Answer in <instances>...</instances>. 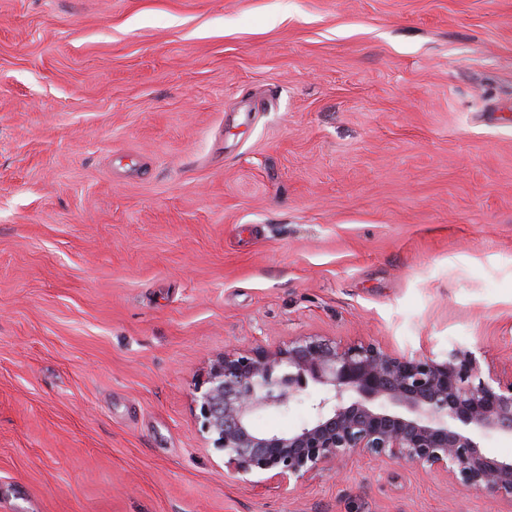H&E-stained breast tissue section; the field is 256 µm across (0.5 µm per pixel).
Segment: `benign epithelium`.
<instances>
[{
  "label": "benign epithelium",
  "mask_w": 512,
  "mask_h": 512,
  "mask_svg": "<svg viewBox=\"0 0 512 512\" xmlns=\"http://www.w3.org/2000/svg\"><path fill=\"white\" fill-rule=\"evenodd\" d=\"M311 382L326 396L309 422L288 433L252 428L254 414L287 409ZM198 393L200 431L224 452V467L240 483L298 487L367 454L422 465L461 489L512 502V461L479 442L489 431L512 435V375L490 369L482 377L468 350L439 360L301 337L224 351Z\"/></svg>",
  "instance_id": "obj_1"
}]
</instances>
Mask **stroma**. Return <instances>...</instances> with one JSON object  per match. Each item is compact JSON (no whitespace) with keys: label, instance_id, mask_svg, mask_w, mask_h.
Returning <instances> with one entry per match:
<instances>
[{"label":"stroma","instance_id":"1","mask_svg":"<svg viewBox=\"0 0 512 512\" xmlns=\"http://www.w3.org/2000/svg\"><path fill=\"white\" fill-rule=\"evenodd\" d=\"M304 336L512 371V0H0V512H512L225 474L198 383Z\"/></svg>","mask_w":512,"mask_h":512}]
</instances>
